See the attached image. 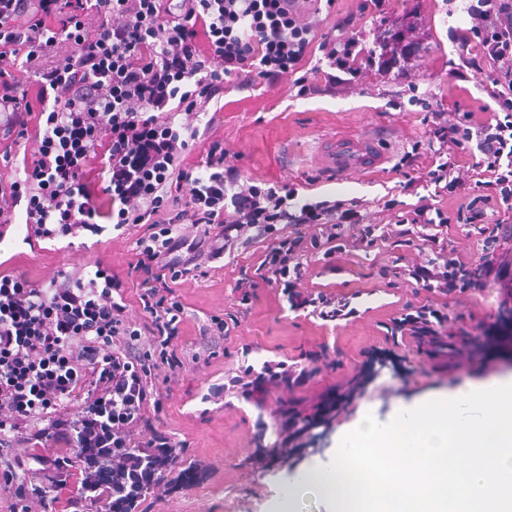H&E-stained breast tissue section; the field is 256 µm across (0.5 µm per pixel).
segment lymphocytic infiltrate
I'll list each match as a JSON object with an SVG mask.
<instances>
[{"instance_id": "obj_1", "label": "lymphocytic infiltrate", "mask_w": 512, "mask_h": 512, "mask_svg": "<svg viewBox=\"0 0 512 512\" xmlns=\"http://www.w3.org/2000/svg\"><path fill=\"white\" fill-rule=\"evenodd\" d=\"M297 2L0 0V144L20 146L33 116L45 119L24 179L0 190V224H22L47 239L77 236L104 216L117 231L149 219L159 229L141 250L144 329L125 316L116 273L63 271L46 286L0 276V493L14 512H112L114 475L129 465L124 449L173 447L145 416L148 374L132 354L149 344L169 370L182 365L176 349L182 308L167 282L165 257L195 251L187 227L218 225L229 243L237 233L262 236L288 225V236L266 252L262 266L265 282L295 311L336 303L334 296L300 290L309 252L328 259L349 246L366 250L385 241L387 226L368 222L357 201L301 203L296 189L252 183L225 164L219 142H212L204 172L185 162L226 79L275 85L295 75L316 46L332 84L341 73L359 77L353 59L391 70L407 51L400 44L380 56L363 53L349 36L316 42L317 24ZM466 11L473 25L454 30L453 40L464 50L476 46L470 64H493L512 89V0H468ZM22 72L32 74L33 86L19 80ZM489 95L500 114L479 125L466 111L439 114L430 131L440 150L478 154L482 177L465 182L452 161L442 160L405 182L413 192L430 186L435 194L468 199L453 216L422 199L396 218L403 235L437 251L408 270L434 295L481 287L494 263L489 250L475 259L445 257L440 230L481 223L491 206L512 213V98L495 88ZM174 187L185 189V199L174 216L162 217ZM101 193L107 205L98 204ZM305 224L315 226L312 236L302 233ZM445 325L442 310L425 304L395 329L431 347ZM303 378L280 362L236 382L247 396L270 385L289 389ZM74 447L111 454L97 497L68 475L65 451Z\"/></svg>"}]
</instances>
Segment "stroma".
Here are the masks:
<instances>
[{"label":"stroma","mask_w":512,"mask_h":512,"mask_svg":"<svg viewBox=\"0 0 512 512\" xmlns=\"http://www.w3.org/2000/svg\"><path fill=\"white\" fill-rule=\"evenodd\" d=\"M464 7L465 0H386L377 14L365 0H304L302 9L317 22L319 35L333 34L345 20L346 35L366 47L392 31L412 49L398 69L366 67L356 82L325 86L314 95H300L291 79L248 89L226 83L213 129L228 161L248 180L297 188L299 200L354 199L372 217L385 196L417 203L403 189V163L417 145L419 168L433 164V113L460 109L480 124L496 108L488 95L496 68L486 63L472 69L451 38L452 29L473 24ZM339 138L375 145L380 163L332 169L326 149ZM502 219L492 210L484 219L500 227L495 273L484 288L448 297L429 294L405 276L407 265L432 253L396 235L370 251L336 254L329 264L309 260L305 288L349 300L350 316L292 311L265 283L261 262L277 236L287 235L284 224L175 279L184 306L177 344L183 369L168 383L167 366H152L148 388L161 403L147 406L145 414L185 445L194 469L172 494H147L144 512H272L282 488L307 465L329 464L342 437L365 416L386 424L430 399L511 377L512 326L498 322L512 291V232L502 228ZM154 231L151 223L122 234L109 227L98 234L84 230L74 238L41 241L36 249L17 233L0 242V274L42 281L105 260L125 276L127 318L142 324L137 242ZM243 278L256 284L245 303L235 290ZM426 302L447 314L449 348L432 351L412 336L391 335L393 320ZM215 319L229 325V336L203 337ZM266 362L308 374L294 388L271 386L248 399L231 389V379L246 366L258 369Z\"/></svg>","instance_id":"1"}]
</instances>
